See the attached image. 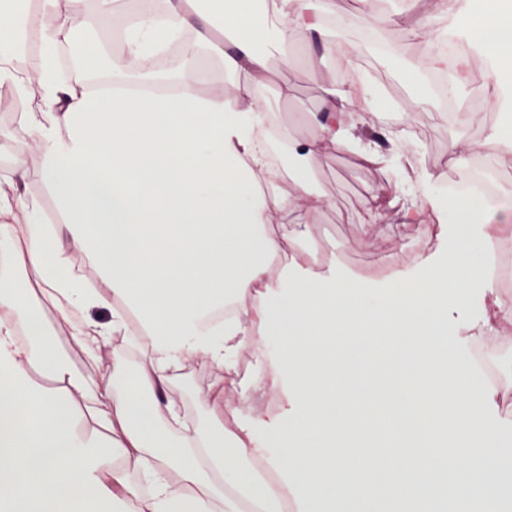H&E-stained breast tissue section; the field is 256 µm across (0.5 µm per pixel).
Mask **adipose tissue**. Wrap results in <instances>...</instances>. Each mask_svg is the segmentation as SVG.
<instances>
[{"label":"adipose tissue","mask_w":512,"mask_h":512,"mask_svg":"<svg viewBox=\"0 0 512 512\" xmlns=\"http://www.w3.org/2000/svg\"><path fill=\"white\" fill-rule=\"evenodd\" d=\"M0 0V84L38 98L24 122L61 224L47 227L28 196L25 152L8 150L0 180V512H350L354 491L390 512H501L512 492V452L500 435L512 426L501 408L512 380L490 386L465 376L473 344H503L512 296L485 273L489 249L512 245V210L490 213L474 199H442L437 174L420 170L402 131L387 150L361 143L374 166L397 163L404 188L392 205L405 224L431 213L438 251L420 243L417 263L381 283L336 268L284 265L271 256L300 236L283 216L326 205L320 194L279 189L267 166L269 141L258 130L268 83L265 47L293 62L297 35L319 37L333 0H164L163 24L149 14L120 45L92 42L66 81L57 76L59 37L87 28L119 0ZM490 33H470L466 13L456 35L477 51L512 58V11L490 0ZM40 29L35 69L16 66L28 31ZM222 29L233 49L221 53L232 88L198 89L200 46ZM184 41L178 67L164 77L171 94L118 100L89 85L107 61L115 83L149 80L150 52ZM367 80L325 101L314 138H285L289 156L356 140L365 113L377 112ZM478 152L512 153V133L493 127L450 153L465 168ZM100 275L89 287L74 257ZM32 272L36 291L19 287ZM50 303L84 358L100 365L115 339L144 346L135 367L113 355L112 381L92 384L64 360L40 310ZM248 379L231 396L199 390L197 402L223 404L231 429L186 420L169 398L170 381L201 359L236 374L242 353ZM378 364L386 383L347 407L335 375ZM278 399L253 411L255 392ZM374 423L398 453L357 449L359 423ZM480 441L460 448L463 469L448 466L449 432Z\"/></svg>","instance_id":"adipose-tissue-1"}]
</instances>
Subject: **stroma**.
<instances>
[{
	"instance_id": "stroma-1",
	"label": "stroma",
	"mask_w": 512,
	"mask_h": 512,
	"mask_svg": "<svg viewBox=\"0 0 512 512\" xmlns=\"http://www.w3.org/2000/svg\"><path fill=\"white\" fill-rule=\"evenodd\" d=\"M389 6L384 15L385 44L364 46L358 57L359 71L390 99L389 106L381 110L373 138L379 147H386V128L408 123L420 133L416 143L421 168L442 174L446 179L456 177L457 172L450 163L451 140L480 139L485 129L499 125L500 114L495 109L483 112L478 125L449 122L446 112L424 103V96L431 93L427 81H411L406 71L415 57L433 47L425 28L436 20L451 18L459 0H390ZM307 59V54L298 51L290 68L272 64L266 93L268 113L277 116L280 130L299 140L315 135L310 118L321 112L326 89L344 87L341 65L336 58L326 57L318 75L309 70ZM35 106V101L21 93L0 94V134L6 136L12 147L25 148L29 137L19 116ZM305 169L311 188L324 194L329 204L311 214L298 211L288 215V223L306 227L301 248L313 246L322 251L334 247L337 267L359 278L384 263H407L424 235V228L419 224L399 223L394 211L387 208L402 187V173L397 165L376 168L350 143L314 155L306 161ZM373 199L386 207L387 213L382 222L367 224L363 218ZM227 384V375L196 361L174 376L169 395L188 411L191 420L210 426L222 416L223 410L218 406H199L196 393L210 385Z\"/></svg>"
}]
</instances>
